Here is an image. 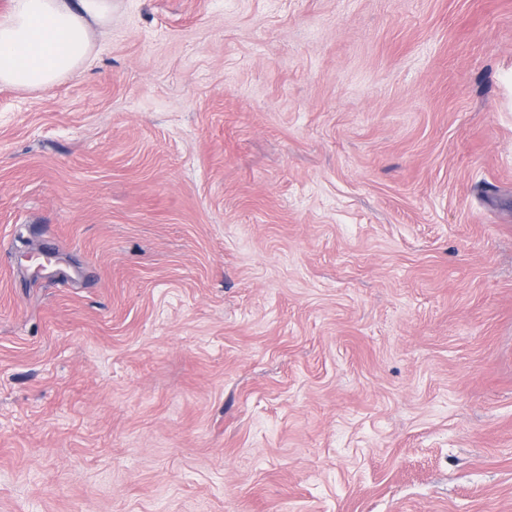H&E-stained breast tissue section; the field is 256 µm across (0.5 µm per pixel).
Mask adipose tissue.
<instances>
[{"label": "adipose tissue", "instance_id": "adipose-tissue-1", "mask_svg": "<svg viewBox=\"0 0 512 512\" xmlns=\"http://www.w3.org/2000/svg\"><path fill=\"white\" fill-rule=\"evenodd\" d=\"M112 21V0H10L0 15V84L52 88L81 74L95 30Z\"/></svg>", "mask_w": 512, "mask_h": 512}]
</instances>
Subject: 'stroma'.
Instances as JSON below:
<instances>
[{"mask_svg":"<svg viewBox=\"0 0 512 512\" xmlns=\"http://www.w3.org/2000/svg\"><path fill=\"white\" fill-rule=\"evenodd\" d=\"M0 512H512V0H112L0 86Z\"/></svg>","mask_w":512,"mask_h":512,"instance_id":"obj_1","label":"stroma"}]
</instances>
